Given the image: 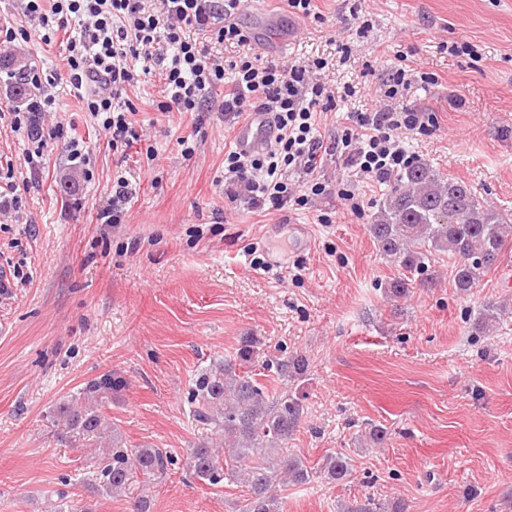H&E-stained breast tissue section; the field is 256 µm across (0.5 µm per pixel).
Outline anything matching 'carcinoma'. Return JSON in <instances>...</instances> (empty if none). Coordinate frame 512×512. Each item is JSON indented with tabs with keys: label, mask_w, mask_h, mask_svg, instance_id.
Instances as JSON below:
<instances>
[{
	"label": "carcinoma",
	"mask_w": 512,
	"mask_h": 512,
	"mask_svg": "<svg viewBox=\"0 0 512 512\" xmlns=\"http://www.w3.org/2000/svg\"><path fill=\"white\" fill-rule=\"evenodd\" d=\"M0 70L13 79L16 97L31 93L12 55H0ZM510 224L512 214L492 207L472 186L415 161L389 181L369 232L381 256L411 273L423 271L425 260L434 252L452 255L457 260L455 286L468 291L499 261ZM257 343L252 336L242 337L235 357L213 360L195 380L193 416L212 427L224 451L203 443L192 452L188 466L210 485L229 477L246 487L249 498L242 512H281L280 502L271 494L272 486L284 476L304 484L312 474L301 459L283 453L304 407L295 394H269L266 385L242 370L254 359ZM277 370L300 380L307 374L308 360L301 354L291 355L277 362ZM123 385L122 378L106 373L60 398L47 420L73 446L90 440L101 444L93 456L97 490L129 494L131 512H146V499L134 494L137 478L164 475L174 459L159 448L122 446L106 422L103 408ZM223 455L231 460L230 466H224ZM318 469L327 479L340 481L347 476L349 464L343 454H329Z\"/></svg>",
	"instance_id": "cac0c4a2"
}]
</instances>
